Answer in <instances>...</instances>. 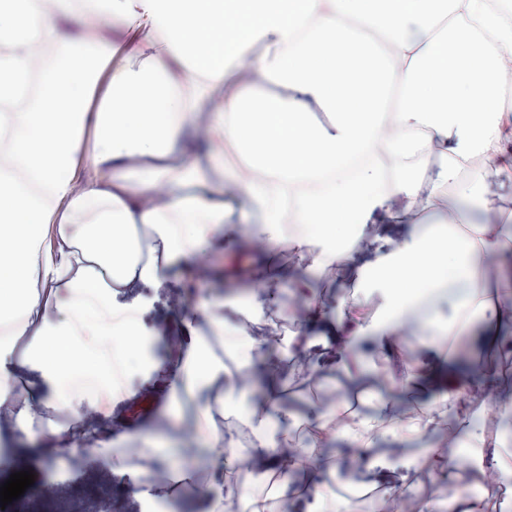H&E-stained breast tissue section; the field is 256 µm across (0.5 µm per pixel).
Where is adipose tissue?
Returning a JSON list of instances; mask_svg holds the SVG:
<instances>
[{
	"label": "adipose tissue",
	"mask_w": 512,
	"mask_h": 512,
	"mask_svg": "<svg viewBox=\"0 0 512 512\" xmlns=\"http://www.w3.org/2000/svg\"><path fill=\"white\" fill-rule=\"evenodd\" d=\"M440 2L0 0V152L9 157L0 166V271L10 272L0 278V323L10 327L0 338V405L13 402L9 380L22 376L26 395L53 413L45 429L82 448L79 433L100 408L73 403L71 383L89 376L113 404L132 399L127 353L159 367L141 334L144 292L174 277L191 288L208 270L209 247L229 238L257 261L237 309L245 322L265 328L286 294L306 312L286 332L291 370L256 360L251 331L239 365L226 366L224 306L203 307L186 321L170 373L172 395L202 404L194 434L209 461L144 448L140 475L193 481L200 512H355L333 490L343 461L363 476H397L370 512H512L511 496L464 489L421 499L406 476L422 464L451 482L512 469L504 436L483 426L490 390L496 419L512 423V382L497 366L512 355V208L487 207L475 222L448 195L477 189L487 168L512 181V25L489 0H450L446 12ZM115 20L131 34L121 55L101 35ZM49 47L58 64L38 68ZM35 71L41 94L7 111ZM262 82L282 94H251ZM313 102L330 112L329 125L309 120ZM429 155L438 160L430 175L416 164ZM235 203L242 211L230 225ZM423 212L447 221L405 231ZM338 224L352 227L350 240L336 238ZM282 240L311 253L317 270L348 268L360 287L383 293L384 307L366 314L351 298L341 326L330 324L310 282L268 275ZM429 302L448 303V321L420 316ZM53 306L65 317H50ZM474 334L487 359L459 369L443 346ZM416 338L448 364L447 383L420 414L400 420L383 399L361 415L344 394L303 420L282 407L292 374H336L344 393L366 379L388 392L418 386L420 363L399 364ZM233 397L246 402L238 422L250 443L231 452L216 417ZM300 427L307 458L289 466L282 451ZM383 435L393 442L384 452ZM340 437L342 457L324 455ZM464 440L473 450L465 461Z\"/></svg>",
	"instance_id": "1"
}]
</instances>
